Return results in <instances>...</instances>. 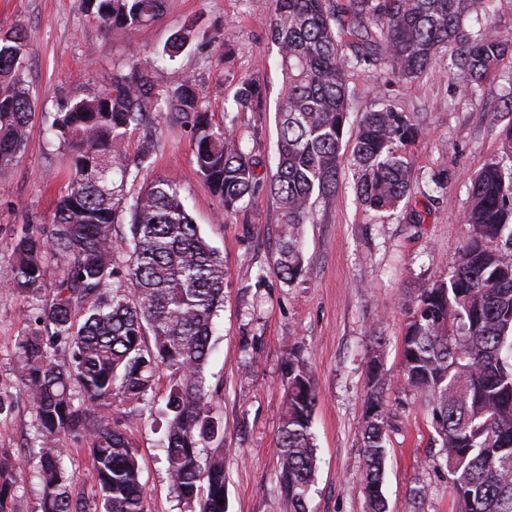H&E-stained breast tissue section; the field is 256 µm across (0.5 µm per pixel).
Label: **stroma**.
<instances>
[{
  "label": "stroma",
  "mask_w": 512,
  "mask_h": 512,
  "mask_svg": "<svg viewBox=\"0 0 512 512\" xmlns=\"http://www.w3.org/2000/svg\"><path fill=\"white\" fill-rule=\"evenodd\" d=\"M272 0H165L163 15L133 31L101 25L80 0H0V28L19 25L30 42L23 78L35 106L29 146L20 162L0 174V459L15 467L5 512H41L36 477L39 424L17 377L16 344L48 300L64 265L51 258L41 293L25 298L10 287L13 246L28 219L50 226L64 184L69 151L51 124L61 101L109 82L130 56L157 60L154 80L165 85L195 80L212 123L233 110L237 80L258 76L265 109L235 112L234 133L243 149L275 168L276 106L282 92L278 48L269 35ZM505 42V55L474 95L463 94L453 53H437L429 74L398 80L385 70L354 71L346 133L364 112L384 101L407 115L420 132L400 147L422 213H375L355 191L358 177L344 164L336 197L317 202L315 222L304 227L305 272L288 284L273 273L281 206L267 192L245 198L225 217L197 173L190 136L160 120L152 173L174 183L201 234L224 258V306L215 319L213 349L205 366L215 415L224 425L227 512H289L278 481L274 451L280 423L284 363L298 350L311 371L318 401L312 430L317 473L309 494L311 512H365L361 449L367 357L383 339L382 363L401 372L400 338L421 288L448 275L470 234L464 222L469 190L489 162L512 167L501 147L512 126L505 101L512 97V0H495L486 19ZM190 26L192 43L175 59L163 56L170 35ZM391 430L383 492L388 512H459L443 470L430 466L438 451L419 404L402 387L388 394ZM138 446L146 512H184L170 492L162 432L154 414L124 419ZM425 485L427 497L410 490Z\"/></svg>",
  "instance_id": "stroma-1"
}]
</instances>
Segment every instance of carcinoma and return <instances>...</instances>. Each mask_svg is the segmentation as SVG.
<instances>
[{
    "label": "carcinoma",
    "instance_id": "carcinoma-1",
    "mask_svg": "<svg viewBox=\"0 0 512 512\" xmlns=\"http://www.w3.org/2000/svg\"><path fill=\"white\" fill-rule=\"evenodd\" d=\"M491 0H273L270 36L278 46L283 92L276 108V170L263 178L232 135L234 122L211 123L196 85L153 80V61L131 56L107 85L58 107L52 127L69 150L67 186L51 228L27 224L16 238L12 288L41 289L45 260L66 264L38 322L19 338V376L43 438L38 478L43 512H145L137 450L117 408L150 403L169 372L164 421L171 492L188 512H226L224 456L198 448L224 440L204 373L213 319L224 306V257L201 235L173 184L145 182L136 198L128 177H146L156 144L152 115L189 129L197 172L224 216L268 188L281 205L275 260L291 283L304 270L302 226L313 204L335 197L354 70L384 68L398 79L429 72L437 52L456 51L462 89H477L504 56L501 38L482 20ZM164 0H83L104 26L137 28L155 21ZM479 24L478 29L468 25ZM192 29L175 32L164 52L177 57ZM28 47L23 28L0 29V173L28 147L34 104L21 77ZM258 77L237 80L238 112H261ZM143 130L135 153L129 135ZM417 127L392 105L364 113L351 137L356 193L375 212L393 211L411 194V176L393 151ZM130 215V236L112 226ZM465 223L471 235L448 276L420 290L401 341V385L421 404L439 446L448 488L460 512H512V261L490 247L512 242V169L486 164L470 189ZM126 255L123 269L114 255ZM382 337L368 358L362 482L367 512H386L383 494L390 427L386 394L394 382L379 366ZM276 450L278 482L290 512H309L316 472L313 377L290 352ZM71 439L89 454L98 492L76 493L57 443ZM14 467L0 461V512Z\"/></svg>",
    "mask_w": 512,
    "mask_h": 512
}]
</instances>
